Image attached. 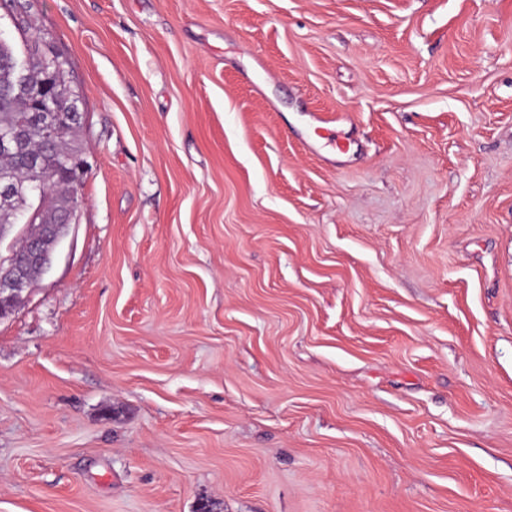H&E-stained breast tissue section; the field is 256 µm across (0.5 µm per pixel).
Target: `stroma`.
Here are the masks:
<instances>
[{
	"mask_svg": "<svg viewBox=\"0 0 512 512\" xmlns=\"http://www.w3.org/2000/svg\"><path fill=\"white\" fill-rule=\"evenodd\" d=\"M30 4L91 168L0 512H512V0Z\"/></svg>",
	"mask_w": 512,
	"mask_h": 512,
	"instance_id": "35a3bbf8",
	"label": "stroma"
}]
</instances>
